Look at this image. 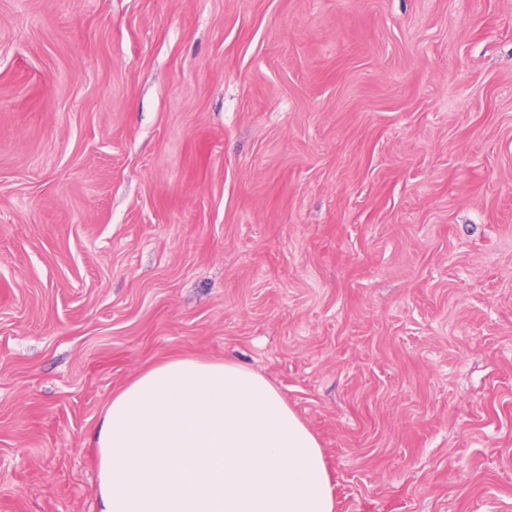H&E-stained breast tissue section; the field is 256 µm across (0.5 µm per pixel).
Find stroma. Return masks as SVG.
<instances>
[{
    "label": "stroma",
    "instance_id": "obj_1",
    "mask_svg": "<svg viewBox=\"0 0 512 512\" xmlns=\"http://www.w3.org/2000/svg\"><path fill=\"white\" fill-rule=\"evenodd\" d=\"M180 356L335 512H512V0H0V512H96Z\"/></svg>",
    "mask_w": 512,
    "mask_h": 512
}]
</instances>
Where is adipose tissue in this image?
I'll return each mask as SVG.
<instances>
[{"instance_id": "obj_1", "label": "adipose tissue", "mask_w": 512, "mask_h": 512, "mask_svg": "<svg viewBox=\"0 0 512 512\" xmlns=\"http://www.w3.org/2000/svg\"><path fill=\"white\" fill-rule=\"evenodd\" d=\"M99 512H334L316 436L264 376L171 358L115 393L92 433Z\"/></svg>"}]
</instances>
